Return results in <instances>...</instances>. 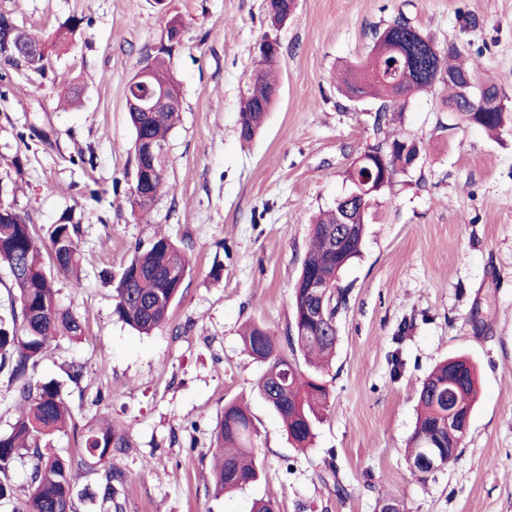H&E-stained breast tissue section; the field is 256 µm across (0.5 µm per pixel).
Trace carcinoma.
Here are the masks:
<instances>
[{
  "label": "carcinoma",
  "mask_w": 512,
  "mask_h": 512,
  "mask_svg": "<svg viewBox=\"0 0 512 512\" xmlns=\"http://www.w3.org/2000/svg\"><path fill=\"white\" fill-rule=\"evenodd\" d=\"M289 0H270L265 10L270 26L277 29L288 21ZM41 40L17 26L0 25V60L35 72H45L47 56L38 61L22 59L16 50ZM433 41L400 15L377 34L369 61L357 63L341 77V91L350 101L375 99L373 123L377 142L355 158L347 172V186L333 207L322 212L311 228L308 249L296 281L291 308L292 330L286 336L291 354L280 347L276 336L264 325L251 324L242 333L244 351L264 365L257 382V393L282 421L288 441L298 449L312 442L315 430L325 416L329 391L321 376L335 353L337 316L347 306L350 288L341 285V273L362 253L365 230L336 248V225L370 223L373 209L392 204L387 197L393 176L406 171L411 154L421 150L420 142L398 131H386L396 114L403 112L408 98L425 93L440 84L448 88L447 111L455 113L458 124L477 126L489 132L512 127V110L494 84L458 61L456 46L446 52L432 49ZM279 49L259 57L240 112L239 136L248 142L262 129L275 99L277 85L271 77ZM172 50L158 49L147 57L155 82L175 85L171 67ZM179 112H131L134 153L140 141L165 147ZM169 160L148 167L130 188L132 211L145 219L164 193ZM381 182L371 193L362 190L369 181ZM79 226L67 219L48 232L50 245L42 252L35 226L17 209L0 216V264L8 267L10 319L0 317V374L14 385L17 415L10 431L0 433V505H13L12 512H77L76 473L81 470L96 476L103 502L114 512H123L118 485L120 471L104 468L106 460L131 447L128 434L107 420L81 431L83 455L78 464L58 454H45L41 445L46 437L62 432L72 420L69 405L61 396L59 384L36 378V370L50 342L58 337L77 338L83 334L79 317L62 306L52 276L43 270L44 259L64 275L76 271L80 261ZM191 272V259L172 238L156 232L144 244L135 245L132 256L121 271L104 277L114 284V312L120 320L141 334L164 325ZM325 285L322 310L313 309L307 295V279ZM302 356L312 371L302 370ZM460 366L463 380L451 378L450 370ZM459 401L471 409L475 403V371L465 359L440 363L423 382L418 394L419 414L410 438L408 458L416 459L427 448L448 446V402ZM257 429L248 408L238 401L224 404L215 432L211 492L214 497L237 490L259 478L254 438ZM27 457L31 463L29 494L19 506L8 483L13 463ZM323 472L333 479L336 495L345 498L346 487L338 477L334 460H323Z\"/></svg>",
  "instance_id": "1"
}]
</instances>
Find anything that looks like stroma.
Masks as SVG:
<instances>
[{
  "label": "stroma",
  "mask_w": 512,
  "mask_h": 512,
  "mask_svg": "<svg viewBox=\"0 0 512 512\" xmlns=\"http://www.w3.org/2000/svg\"><path fill=\"white\" fill-rule=\"evenodd\" d=\"M0 14L38 36L81 20L49 50L45 74L0 61V201L43 245L63 217L80 226V284L55 282L85 333L52 341L37 376L61 381L77 427L105 416L128 433L131 448L111 461L124 512H251L259 499L279 512H382L392 500L401 512H512V130L457 126L440 85L406 103L398 127L421 156L394 176L392 205L341 276L350 295L323 373L329 410L306 452L256 394L263 366L240 338L252 322L284 338L310 222L375 141L376 104L347 101L341 70L401 14L439 49L455 43L512 100V0H298L277 32V97L247 144L240 102L268 30L264 0H0ZM173 18L185 34L172 59L182 109L171 190L145 224L129 202L126 93ZM158 230L193 269L168 322L142 335L114 314L102 272H119ZM456 356L476 365L478 400L456 459L421 476L405 455L417 393ZM74 363L77 385L65 375ZM236 399L249 404L262 471L216 499L213 431ZM330 455L346 498L321 479Z\"/></svg>",
  "instance_id": "obj_1"
}]
</instances>
